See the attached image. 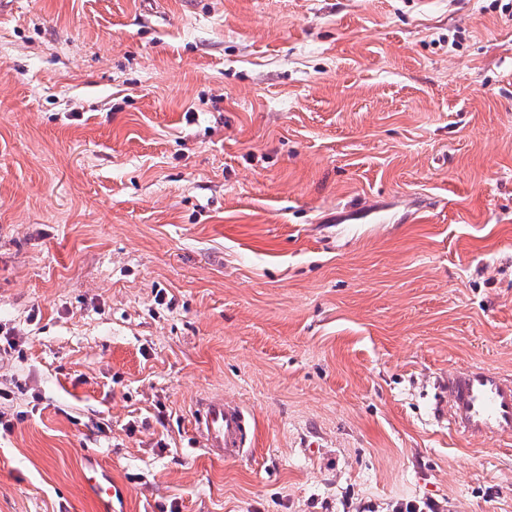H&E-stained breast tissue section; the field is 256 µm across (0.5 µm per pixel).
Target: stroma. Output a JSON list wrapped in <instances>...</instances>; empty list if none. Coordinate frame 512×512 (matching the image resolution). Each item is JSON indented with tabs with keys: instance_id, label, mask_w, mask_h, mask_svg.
I'll use <instances>...</instances> for the list:
<instances>
[{
	"instance_id": "obj_1",
	"label": "stroma",
	"mask_w": 512,
	"mask_h": 512,
	"mask_svg": "<svg viewBox=\"0 0 512 512\" xmlns=\"http://www.w3.org/2000/svg\"><path fill=\"white\" fill-rule=\"evenodd\" d=\"M0 329V512H512V0H9ZM436 415L469 439H512V375L487 365L448 370L439 387ZM196 423L203 435V447L210 454L226 458L244 451L247 416L239 403L228 400L224 394L198 403ZM87 484L93 488L96 496L103 502H109L113 498H123L125 491L123 487L112 482V480L100 473L98 470L92 469L85 473Z\"/></svg>"
}]
</instances>
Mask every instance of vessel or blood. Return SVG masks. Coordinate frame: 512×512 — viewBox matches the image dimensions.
<instances>
[{"label": "vessel or blood", "mask_w": 512, "mask_h": 512, "mask_svg": "<svg viewBox=\"0 0 512 512\" xmlns=\"http://www.w3.org/2000/svg\"><path fill=\"white\" fill-rule=\"evenodd\" d=\"M436 415L458 435L469 439H512V375L486 365L471 364L448 371L439 387ZM196 423L203 446L212 455H240L248 419L243 407L224 395H214L197 405ZM87 484L102 501L124 497L123 487L98 470H89Z\"/></svg>", "instance_id": "1"}]
</instances>
